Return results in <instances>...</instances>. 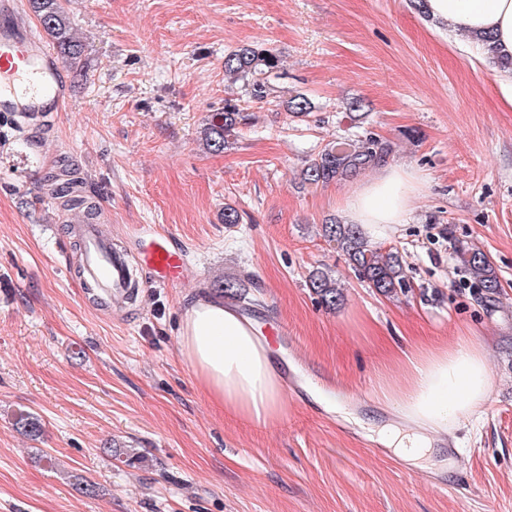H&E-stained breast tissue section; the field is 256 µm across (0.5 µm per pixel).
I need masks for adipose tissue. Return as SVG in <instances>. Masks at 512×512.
<instances>
[{
  "mask_svg": "<svg viewBox=\"0 0 512 512\" xmlns=\"http://www.w3.org/2000/svg\"><path fill=\"white\" fill-rule=\"evenodd\" d=\"M426 10L468 35L490 34L498 55L512 57V0H426ZM415 193L411 178L398 167L386 166L361 184L345 212L368 239L384 238L402 223ZM179 348L200 388L217 406L259 425L285 416L286 391L272 351L232 304L209 297L189 302ZM493 387L480 343L433 349L413 362L405 387L384 391L383 399L394 411L392 422H372L368 428L398 457L425 468L438 436L480 410Z\"/></svg>",
  "mask_w": 512,
  "mask_h": 512,
  "instance_id": "ef3b65f1",
  "label": "adipose tissue"
}]
</instances>
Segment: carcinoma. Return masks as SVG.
<instances>
[{
  "mask_svg": "<svg viewBox=\"0 0 512 512\" xmlns=\"http://www.w3.org/2000/svg\"><path fill=\"white\" fill-rule=\"evenodd\" d=\"M31 10L38 18L44 32L56 48L57 54L73 71L75 76H85V43L75 36L63 0H29ZM279 56L270 48L260 44H248L230 51L224 56V74L236 81H243L250 97L262 102L277 97L271 78L278 76ZM286 111L296 118L308 117L312 103L302 93L283 101ZM244 120V115L235 99L224 100V111L213 114L204 130L203 144L217 153L224 150L229 136ZM393 152L391 143L373 136H365L356 142L338 141L326 146L302 172L303 180L309 184H331L348 181L370 168L386 163ZM77 180L64 170L48 179L47 194L51 197L73 193ZM322 235L336 245L346 257L356 276L375 292L393 297L407 286L408 274L398 252L371 245L354 224H324ZM461 268L472 277L488 300L499 293L500 279L489 257L481 250L461 246L456 250ZM308 287L318 301L333 308L342 297L336 278L326 271H315L309 275ZM216 288L224 297L241 301L246 299L245 285L234 279L218 281Z\"/></svg>",
  "mask_w": 512,
  "mask_h": 512,
  "instance_id": "carcinoma-1",
  "label": "carcinoma"
}]
</instances>
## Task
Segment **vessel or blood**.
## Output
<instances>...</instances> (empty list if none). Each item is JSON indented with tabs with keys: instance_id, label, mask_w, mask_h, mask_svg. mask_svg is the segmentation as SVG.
<instances>
[{
	"instance_id": "1",
	"label": "vessel or blood",
	"mask_w": 512,
	"mask_h": 512,
	"mask_svg": "<svg viewBox=\"0 0 512 512\" xmlns=\"http://www.w3.org/2000/svg\"><path fill=\"white\" fill-rule=\"evenodd\" d=\"M60 69L47 45L19 19L16 0H0V112L32 121L54 117L67 99ZM74 232L80 243L73 257L79 279L100 295L126 296L130 268L102 222H82ZM128 234L142 243L138 261L151 283L166 288L182 284L186 251L176 245L168 226L132 225Z\"/></svg>"
}]
</instances>
